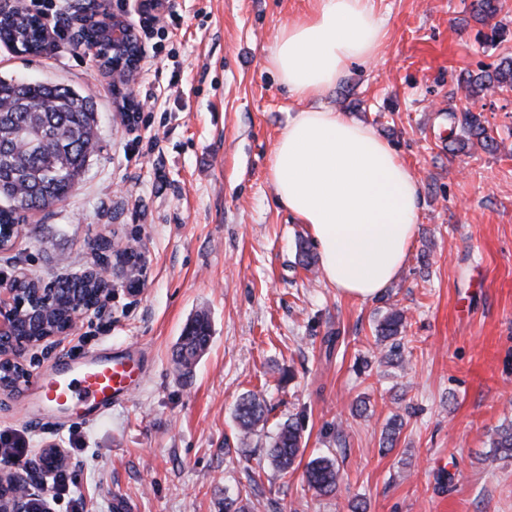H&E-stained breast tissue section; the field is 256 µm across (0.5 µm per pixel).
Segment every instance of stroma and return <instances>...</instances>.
Returning <instances> with one entry per match:
<instances>
[{"label": "stroma", "mask_w": 512, "mask_h": 512, "mask_svg": "<svg viewBox=\"0 0 512 512\" xmlns=\"http://www.w3.org/2000/svg\"><path fill=\"white\" fill-rule=\"evenodd\" d=\"M80 0L40 55L0 42V78L49 82L90 96L99 149L71 196L24 213L0 279L50 281L94 268L96 246L135 243L144 287L129 300L112 280L111 313L90 314L53 348L29 349L30 374L61 357L137 348L145 383L95 420L25 416L27 385L0 391V435L38 459L70 457V490L43 476L46 512H512V457L492 441L512 423V90L467 96L458 77L512 55L509 31L490 47L472 0H374L387 21L378 57L352 65L321 101L370 125L420 184L417 235L398 279L360 302L297 263L306 225L278 202L268 167L301 104L267 70L279 28L313 0H111L143 57L120 118L112 79L73 39ZM482 115L492 148L450 155L442 112ZM406 315L404 360L386 359L376 329ZM211 339L190 376L173 351L196 313ZM256 393L269 409L249 444L234 409ZM302 425L303 452L279 474L267 447L280 423ZM394 447L380 439L394 418ZM335 459L334 494L304 471Z\"/></svg>", "instance_id": "1"}]
</instances>
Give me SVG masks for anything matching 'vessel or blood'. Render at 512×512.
<instances>
[{
    "label": "vessel or blood",
    "mask_w": 512,
    "mask_h": 512,
    "mask_svg": "<svg viewBox=\"0 0 512 512\" xmlns=\"http://www.w3.org/2000/svg\"><path fill=\"white\" fill-rule=\"evenodd\" d=\"M144 372V358L138 352L66 362L32 379L33 392L23 408L36 418L53 409L98 416L125 401Z\"/></svg>",
    "instance_id": "b4317fda"
}]
</instances>
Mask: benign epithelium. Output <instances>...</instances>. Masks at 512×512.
<instances>
[{
    "instance_id": "benign-epithelium-1",
    "label": "benign epithelium",
    "mask_w": 512,
    "mask_h": 512,
    "mask_svg": "<svg viewBox=\"0 0 512 512\" xmlns=\"http://www.w3.org/2000/svg\"><path fill=\"white\" fill-rule=\"evenodd\" d=\"M108 10L107 0H86L85 15L80 19L79 29L91 26L92 19L99 13ZM104 41L112 44V86L115 91L128 88L130 81L137 72L143 56L142 46L135 31L125 19L118 14H112V33L104 37ZM137 248L128 244L116 251L119 257L118 266L124 277L127 295L135 299L141 293L144 282L143 267H138L136 275L129 271L130 263L122 253L135 252ZM93 276L101 284L95 302L89 307H75L67 313L68 321L60 332H48L40 338L30 335L29 324L45 313L47 305L52 301V288L44 284L37 289L35 296L39 300L27 301L22 297V290L9 284L0 285V341L9 344V351L3 352L0 347V388L13 390L26 377L20 363L21 356L32 346L40 344L49 338L59 337L72 330L80 319L93 312L103 315L107 312L112 295L110 288L111 269L105 265L92 270ZM37 467L28 464L21 468L6 464L0 467V481L7 482L9 492L8 512H33L34 501L37 499L35 484Z\"/></svg>"
}]
</instances>
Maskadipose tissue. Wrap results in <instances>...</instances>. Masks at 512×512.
Segmentation results:
<instances>
[{
	"label": "adipose tissue",
	"instance_id": "adipose-tissue-1",
	"mask_svg": "<svg viewBox=\"0 0 512 512\" xmlns=\"http://www.w3.org/2000/svg\"><path fill=\"white\" fill-rule=\"evenodd\" d=\"M284 25L266 67L302 109L272 154L279 203L306 224L326 281L359 301L377 298L401 272L416 236L420 186L374 131L319 105L355 62L376 59L386 20L372 0H314Z\"/></svg>",
	"mask_w": 512,
	"mask_h": 512
}]
</instances>
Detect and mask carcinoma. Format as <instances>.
I'll list each match as a JSON object with an SVG mask.
<instances>
[{
    "label": "carcinoma",
    "instance_id": "carcinoma-1",
    "mask_svg": "<svg viewBox=\"0 0 512 512\" xmlns=\"http://www.w3.org/2000/svg\"><path fill=\"white\" fill-rule=\"evenodd\" d=\"M498 12L497 0H473L471 17L485 26ZM34 15L16 0L12 9L0 18V41L25 54L40 53L44 25L36 26ZM469 95L477 96L496 88H512V57L468 74L464 79ZM93 103L70 88L32 82L23 87L0 80V227L18 223L22 213L45 209L65 200L82 174L90 151L97 147ZM493 141L480 115L467 112L462 120L448 114V151L465 152L474 139ZM59 303L89 302L100 284L84 274L56 280ZM65 323L64 309L48 311L38 328L59 330ZM405 314L400 309L387 313L377 328V341H391L388 356L402 358L401 344L395 338L404 331ZM211 325L206 313L200 312L186 326L174 352L181 374L188 375L199 355L208 346ZM268 409L253 393L242 397L236 405L235 419L241 442H246L264 421ZM497 450L512 456V425L496 432ZM301 452V425L289 418L280 424L269 444L267 455L282 475H288ZM307 485L319 495L336 491L340 470L336 461L319 456L306 466Z\"/></svg>",
    "mask_w": 512,
    "mask_h": 512
}]
</instances>
